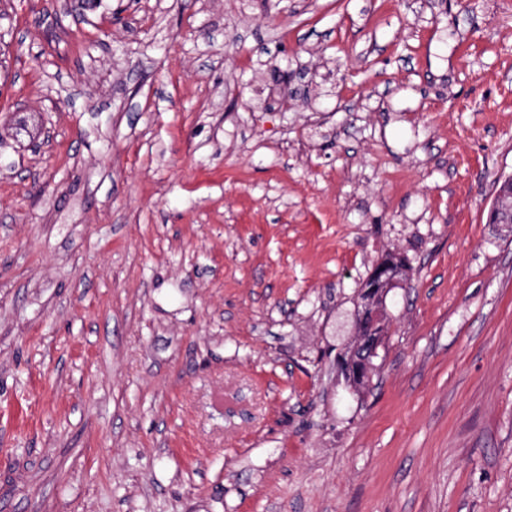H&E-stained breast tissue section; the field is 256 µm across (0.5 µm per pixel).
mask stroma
<instances>
[{"instance_id": "obj_1", "label": "stroma", "mask_w": 512, "mask_h": 512, "mask_svg": "<svg viewBox=\"0 0 512 512\" xmlns=\"http://www.w3.org/2000/svg\"><path fill=\"white\" fill-rule=\"evenodd\" d=\"M509 176L512 0H0V512H512ZM397 254H383L357 293V327L359 336L344 358L343 370L338 368L347 384L355 378L369 379L375 368L374 359L379 355L387 333L385 299L392 288L406 278V265L399 262Z\"/></svg>"}]
</instances>
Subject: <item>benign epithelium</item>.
<instances>
[{
    "label": "benign epithelium",
    "instance_id": "7a95c632",
    "mask_svg": "<svg viewBox=\"0 0 512 512\" xmlns=\"http://www.w3.org/2000/svg\"><path fill=\"white\" fill-rule=\"evenodd\" d=\"M406 265L399 256L383 254L357 293V327L359 336L344 358L343 368L338 370L346 383L354 379H368L375 368L374 359L379 355L387 334L385 299L389 291L406 278Z\"/></svg>",
    "mask_w": 512,
    "mask_h": 512
}]
</instances>
